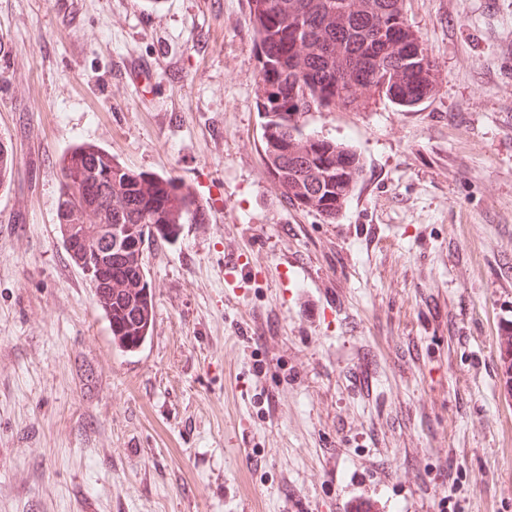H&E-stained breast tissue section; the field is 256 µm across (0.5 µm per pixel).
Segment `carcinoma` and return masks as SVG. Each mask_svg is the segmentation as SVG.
I'll list each match as a JSON object with an SVG mask.
<instances>
[{"label":"carcinoma","mask_w":512,"mask_h":512,"mask_svg":"<svg viewBox=\"0 0 512 512\" xmlns=\"http://www.w3.org/2000/svg\"><path fill=\"white\" fill-rule=\"evenodd\" d=\"M265 164L283 196L329 223L344 213L365 172L357 150L305 130L309 112H357L374 95L413 110L438 86L435 62L403 16V0H251ZM11 147L0 141V187ZM203 207L173 176L133 170L90 144L62 160L56 219L71 261L88 277L111 335L145 343L154 322L145 240L167 224H197ZM112 235L72 242L79 225ZM512 393V322L498 344Z\"/></svg>","instance_id":"cac0c4a2"}]
</instances>
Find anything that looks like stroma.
Returning a JSON list of instances; mask_svg holds the SVG:
<instances>
[{
	"instance_id": "35a3bbf8",
	"label": "stroma",
	"mask_w": 512,
	"mask_h": 512,
	"mask_svg": "<svg viewBox=\"0 0 512 512\" xmlns=\"http://www.w3.org/2000/svg\"><path fill=\"white\" fill-rule=\"evenodd\" d=\"M250 5L0 0V512H343L359 492L512 512V0H403L436 93L308 113L365 163L333 224L266 170ZM138 61L142 92L121 75ZM81 143L207 207L144 243L155 317L133 354L56 223ZM224 260L225 278L230 279L232 283L246 282L248 258L237 248L227 245L224 247ZM503 388L512 394V320L502 329L498 344Z\"/></svg>"
}]
</instances>
